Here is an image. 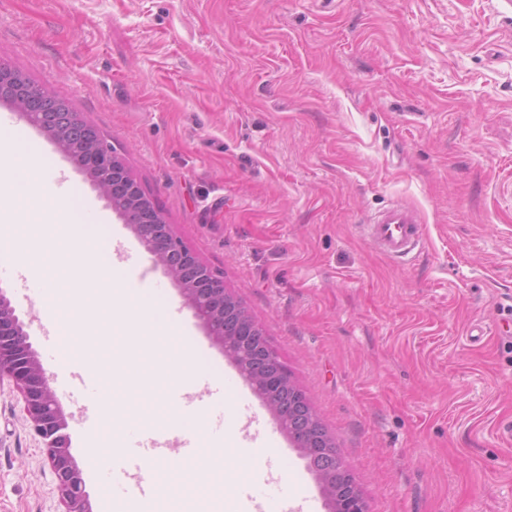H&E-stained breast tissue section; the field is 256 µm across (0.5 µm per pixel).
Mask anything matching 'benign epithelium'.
Instances as JSON below:
<instances>
[{
	"instance_id": "7a95c632",
	"label": "benign epithelium",
	"mask_w": 512,
	"mask_h": 512,
	"mask_svg": "<svg viewBox=\"0 0 512 512\" xmlns=\"http://www.w3.org/2000/svg\"><path fill=\"white\" fill-rule=\"evenodd\" d=\"M11 94L17 109L87 175L112 210L162 264L208 335L261 396L296 447L307 459H312L321 446L317 436L321 422L313 412L310 427L297 428L281 395L288 391L307 405L310 399L293 383L266 336L258 333L251 316L228 292L223 276L204 264L174 233L154 200L130 173L123 156L113 150L97 128L78 112L70 114L71 124L67 127L50 122L48 110L56 107L59 97L48 87L28 83L14 70L0 64V98ZM5 378L19 390L27 419L42 441L43 452L57 479L64 512H92L83 470L70 450L68 417L51 386L50 375L33 348L29 325L17 314L1 288L0 381ZM320 479L330 512H367L348 469L339 474L334 470L325 472Z\"/></svg>"
}]
</instances>
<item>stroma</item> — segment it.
Returning <instances> with one entry per match:
<instances>
[{"label":"stroma","mask_w":512,"mask_h":512,"mask_svg":"<svg viewBox=\"0 0 512 512\" xmlns=\"http://www.w3.org/2000/svg\"><path fill=\"white\" fill-rule=\"evenodd\" d=\"M0 63L102 130L167 223L264 331L312 401L368 512H512V0H0ZM44 174L153 266L187 344L208 336L175 282L56 144ZM423 244L383 255L393 201ZM126 280V289L137 286ZM84 344L111 393L121 334ZM224 404L223 447L248 405ZM255 442L291 504L320 480L271 411ZM0 512H63L10 380ZM375 246L392 260L400 261L421 242L422 227L416 212L395 203L365 225Z\"/></svg>","instance_id":"1"}]
</instances>
